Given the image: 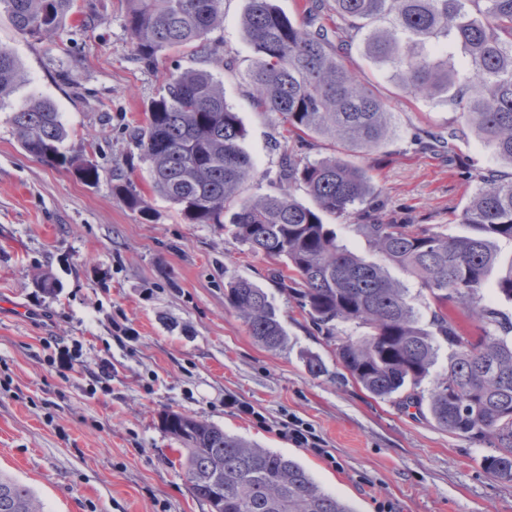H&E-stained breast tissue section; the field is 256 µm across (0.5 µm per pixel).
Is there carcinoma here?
Instances as JSON below:
<instances>
[{"instance_id": "1", "label": "carcinoma", "mask_w": 512, "mask_h": 512, "mask_svg": "<svg viewBox=\"0 0 512 512\" xmlns=\"http://www.w3.org/2000/svg\"><path fill=\"white\" fill-rule=\"evenodd\" d=\"M310 19L322 11L336 29L295 22L273 0H247L241 32L254 57L243 76L260 112L281 119L286 135L279 170L259 174L242 142L237 112L211 68H228L210 34L224 27V0H126L124 25L136 60L152 66L166 50L189 48L203 63L169 74L162 93L132 131L149 164L148 191L119 182L113 191L147 221L159 196L192 224H222L254 254L270 260V279L293 294L316 332L336 346V358L372 397L397 398L450 433L493 449L484 467L512 481V317L483 302L481 290L498 266L497 241L512 240V0H303ZM26 40L57 43L77 14L76 0H0ZM406 94L456 113L448 136L411 134L420 152L433 143L452 152L471 133L492 145L506 169L489 168L461 210L467 236L427 224L385 222L380 191L368 167L355 162L395 135L392 112L373 84L345 63L347 41ZM22 80L16 56L0 49V109ZM21 148L38 161L99 179L96 165L66 150L70 130L55 104L32 97L9 116ZM322 138L334 154L310 160L302 149ZM274 192L244 195L258 176ZM311 199L305 205L294 192ZM355 226L381 261H368L337 241L325 223ZM403 269L427 292V323L409 289L389 278ZM499 295L512 300V264L500 270ZM224 304L268 350L287 342L269 294L230 278ZM477 321L478 337L463 332L450 310ZM364 329L354 338L346 326ZM448 349V363L424 386ZM161 426L179 441L194 496L211 512H355L325 492L298 461L224 432L205 420L169 411ZM224 484V502L212 501ZM0 512H41L32 491L0 474Z\"/></svg>"}]
</instances>
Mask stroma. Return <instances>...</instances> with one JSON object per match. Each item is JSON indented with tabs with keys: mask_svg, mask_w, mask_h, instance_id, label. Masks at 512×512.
I'll return each mask as SVG.
<instances>
[{
	"mask_svg": "<svg viewBox=\"0 0 512 512\" xmlns=\"http://www.w3.org/2000/svg\"><path fill=\"white\" fill-rule=\"evenodd\" d=\"M88 23L68 21L56 48L25 40L0 14V48L20 60L24 79L0 110V471L31 486L44 512H210L191 492L178 443L160 425L174 410L290 456L321 488L356 512H512V483L488 473L486 445L372 398L336 360L292 296L270 280L268 262L218 224L187 223L161 197L144 221L112 192L128 179L146 187L148 164L130 137L167 74L197 67L191 56L162 52L144 67L123 26V0H77ZM247 0H224L213 39L237 72L217 71L245 129L259 172L276 171L282 127L256 111L240 71L252 59L237 21ZM348 65L377 83L397 137L365 160L382 191L386 220L434 224L453 236L494 149L469 137L452 154L421 153L416 129L438 131L454 118L445 105L396 89L359 51ZM52 99L72 132L67 148L99 168L88 184L36 161L20 147L11 109L29 96ZM49 272L61 291L37 286ZM249 279L270 295L286 345H258L224 305L226 277ZM81 343L80 369L61 352ZM325 370L312 376L309 354ZM112 377L87 390L102 363ZM299 418L330 448L325 460L280 434Z\"/></svg>",
	"mask_w": 512,
	"mask_h": 512,
	"instance_id": "stroma-1",
	"label": "stroma"
}]
</instances>
